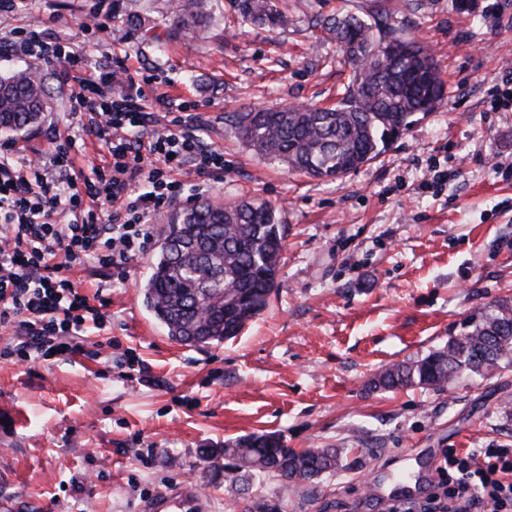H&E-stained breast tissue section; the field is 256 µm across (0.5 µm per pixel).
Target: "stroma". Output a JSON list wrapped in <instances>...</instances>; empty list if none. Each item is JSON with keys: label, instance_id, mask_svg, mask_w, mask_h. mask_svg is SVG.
<instances>
[{"label": "stroma", "instance_id": "obj_1", "mask_svg": "<svg viewBox=\"0 0 512 512\" xmlns=\"http://www.w3.org/2000/svg\"><path fill=\"white\" fill-rule=\"evenodd\" d=\"M393 21L432 53L445 96L376 160L323 181L247 151L226 118L252 107L327 106L350 69L314 16L368 15L377 0H288L291 22L271 31L226 29L234 0H209L211 21L165 50L118 16L111 39L90 41L81 24L92 0H16L0 12V41L40 26L87 53L92 74L118 58L157 75L119 94L164 93L197 102L205 141L224 171L205 197L273 204L286 228L277 288L261 314L220 346L170 340L143 304L151 253L109 290L107 328L90 334L99 356L53 363L0 361V512H138L157 490L194 481L213 512H383L400 467L426 469L430 486L444 450L512 447V368L441 392L374 390L382 367L443 346L476 308L512 297V112L490 103L512 72V0H386ZM31 68L48 93L42 122L15 134L28 154L48 133L89 125L74 114L76 84L56 61L0 57V75ZM447 171L429 188L430 169ZM116 339L133 366L112 362ZM274 432L289 447L340 448L344 467L317 485L283 487L226 479L224 444ZM383 493H376V486Z\"/></svg>", "mask_w": 512, "mask_h": 512}]
</instances>
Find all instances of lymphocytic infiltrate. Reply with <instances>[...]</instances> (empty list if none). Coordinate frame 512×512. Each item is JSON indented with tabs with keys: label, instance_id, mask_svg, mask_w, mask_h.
Instances as JSON below:
<instances>
[{
	"label": "lymphocytic infiltrate",
	"instance_id": "obj_1",
	"mask_svg": "<svg viewBox=\"0 0 512 512\" xmlns=\"http://www.w3.org/2000/svg\"><path fill=\"white\" fill-rule=\"evenodd\" d=\"M21 51L63 63L80 86L72 108L90 114L89 131L109 158L75 175L71 156L83 149L76 135L53 133L51 150L35 158L15 143L0 144V329L14 334L0 347V360L14 364L85 354L86 333L105 327L111 300L81 294L71 270L104 267L111 282L124 284L128 263L157 237L147 210L203 191L175 171L190 167L205 177L224 167L223 153L204 142L196 102L164 99L171 118L153 130L145 95H108L89 59L70 46L33 27L0 43L2 54ZM106 204L111 214H104ZM445 464V496L392 504L387 512H512V448L451 453Z\"/></svg>",
	"mask_w": 512,
	"mask_h": 512
}]
</instances>
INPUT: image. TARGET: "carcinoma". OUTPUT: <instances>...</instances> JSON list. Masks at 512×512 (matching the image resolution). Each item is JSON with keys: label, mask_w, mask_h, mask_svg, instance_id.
Segmentation results:
<instances>
[{"label": "carcinoma", "mask_w": 512, "mask_h": 512, "mask_svg": "<svg viewBox=\"0 0 512 512\" xmlns=\"http://www.w3.org/2000/svg\"><path fill=\"white\" fill-rule=\"evenodd\" d=\"M207 0H171L172 27L164 31L136 12L127 22L157 47L194 29ZM236 17L254 26L285 28L288 13L274 0H235ZM350 67L332 106L235 112V137L262 159L312 179H340L375 159L419 113L435 109L444 84L428 50L378 5L372 19L340 13L316 21ZM43 77L19 69L0 77V135L39 122ZM285 234L265 201L201 200L174 210L151 272L141 284L146 309L168 337L187 346L220 345L235 338L266 306L276 288ZM512 367V299L474 310L438 350L381 369L374 388L421 386L441 391L459 378H490ZM340 448L297 451L275 433H253L224 445L240 480L282 476L283 485L312 480L342 467Z\"/></svg>", "instance_id": "1"}]
</instances>
